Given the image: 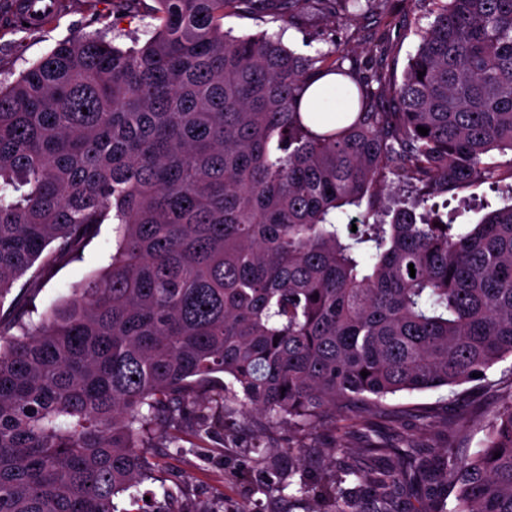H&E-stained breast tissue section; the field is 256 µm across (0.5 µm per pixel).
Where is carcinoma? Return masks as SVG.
<instances>
[{
    "label": "carcinoma",
    "mask_w": 512,
    "mask_h": 512,
    "mask_svg": "<svg viewBox=\"0 0 512 512\" xmlns=\"http://www.w3.org/2000/svg\"><path fill=\"white\" fill-rule=\"evenodd\" d=\"M338 1L359 2L154 0L141 46L65 40L0 85V299L36 260L79 258L102 224L115 236L39 321V273L0 314V512H142L119 502L154 470L145 449L178 445L189 417L199 437L237 407L261 431L334 429L512 357V205L472 225L427 205L512 178L486 162L512 152V0H434L389 89L338 50L224 30ZM328 73L357 92L322 125L300 106ZM386 91L395 112L375 107ZM391 175L413 191L387 205ZM405 456L347 469L366 491L324 484L310 512H388L412 469L408 512H447L450 491L453 512H512V401L466 459Z\"/></svg>",
    "instance_id": "carcinoma-1"
}]
</instances>
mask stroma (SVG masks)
<instances>
[{
  "label": "stroma",
  "instance_id": "35a3bbf8",
  "mask_svg": "<svg viewBox=\"0 0 512 512\" xmlns=\"http://www.w3.org/2000/svg\"><path fill=\"white\" fill-rule=\"evenodd\" d=\"M386 9L393 22L387 34L390 52L382 65V80H400L420 41L419 32L433 21V0H387ZM371 12L361 11L351 22H344L333 10L306 9L294 24L288 25L248 14L230 15L225 29L241 36L261 31L280 36L285 46L300 52H327L343 49L345 67L363 73L372 66L368 35L373 28ZM154 21L145 5L132 0H72L69 13L51 18L40 29L22 32L11 28L6 9H0V83L14 82L20 74L48 54L57 43L97 34L126 48L145 42ZM455 199L469 200L458 221L478 223L491 210L512 203V182L502 181L499 189L489 185H470L455 191ZM112 227L104 224L83 249L81 260L52 269L47 283L36 299L39 311H46L70 298L74 288L106 267L112 254ZM512 399V359L495 364L487 372L484 386L472 383L421 393H400L389 398L400 408L396 422L381 418L375 432H368L360 418L343 420V432L326 428L288 430L278 428L256 436L247 417L234 415L225 427L213 429L199 448H168L160 456L158 479L139 485L138 497L162 500L165 493L181 498L184 512H242L247 503H256L260 512H304L303 507L289 508L282 493H294L301 484L318 486L334 470L350 465L368 467L371 459L360 455L366 441L385 447L413 445L427 452L462 448L474 453L486 437V429L496 411ZM436 406L442 423L430 426L418 414L419 409ZM268 448L265 458L252 450L255 441ZM337 447L335 462L324 455ZM300 449V456L288 455V448ZM249 469L253 482L267 483L276 477L284 492L256 493L246 497L239 483V473Z\"/></svg>",
  "mask_w": 512,
  "mask_h": 512
}]
</instances>
